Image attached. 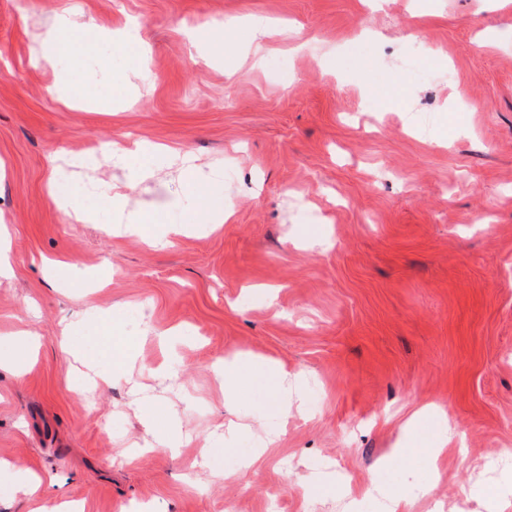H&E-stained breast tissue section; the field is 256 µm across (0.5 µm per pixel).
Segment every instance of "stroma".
<instances>
[{
  "instance_id": "1",
  "label": "stroma",
  "mask_w": 512,
  "mask_h": 512,
  "mask_svg": "<svg viewBox=\"0 0 512 512\" xmlns=\"http://www.w3.org/2000/svg\"><path fill=\"white\" fill-rule=\"evenodd\" d=\"M66 4L102 36L35 61ZM130 21L149 45L137 92L109 39ZM214 22L221 38H191ZM142 141L219 171L206 191L229 219L201 227L176 163L128 186L112 152ZM81 154L61 187L87 224L47 189ZM116 199L181 230L163 249L113 237ZM1 224L0 352L39 343L0 368V459L42 475L46 504L382 512L377 478L403 512H485L461 488L512 473V0H0ZM73 260L114 273L45 271ZM116 336L132 382L86 392L71 346L108 372ZM234 352L304 378L274 446L256 382L224 403L212 366ZM139 400L158 428L178 419L176 455L144 447ZM431 405L458 436L409 458L403 425Z\"/></svg>"
}]
</instances>
